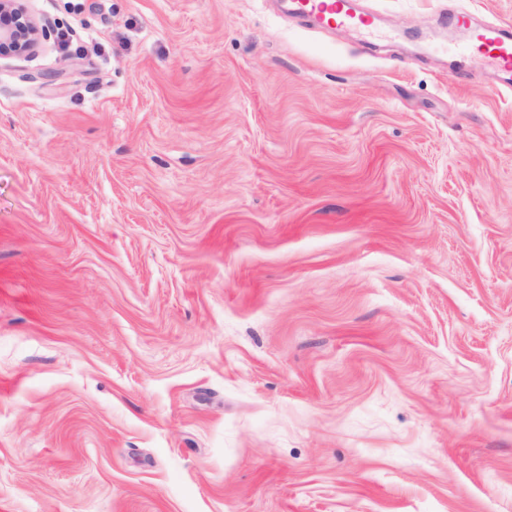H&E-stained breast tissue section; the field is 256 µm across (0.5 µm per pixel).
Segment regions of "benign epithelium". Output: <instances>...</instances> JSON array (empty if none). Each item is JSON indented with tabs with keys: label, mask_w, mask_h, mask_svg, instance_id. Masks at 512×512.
<instances>
[{
	"label": "benign epithelium",
	"mask_w": 512,
	"mask_h": 512,
	"mask_svg": "<svg viewBox=\"0 0 512 512\" xmlns=\"http://www.w3.org/2000/svg\"><path fill=\"white\" fill-rule=\"evenodd\" d=\"M45 35L25 0H0V58L34 53Z\"/></svg>",
	"instance_id": "1"
}]
</instances>
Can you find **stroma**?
<instances>
[{
    "label": "stroma",
    "mask_w": 512,
    "mask_h": 512,
    "mask_svg": "<svg viewBox=\"0 0 512 512\" xmlns=\"http://www.w3.org/2000/svg\"><path fill=\"white\" fill-rule=\"evenodd\" d=\"M357 3L27 0L0 512H512V0ZM290 4L294 12L313 18L321 27H351L361 36L373 32L371 19L357 14L350 0H291ZM455 54L461 60L477 57L492 69L512 73V27L489 26L476 30L471 42Z\"/></svg>",
    "instance_id": "35a3bbf8"
}]
</instances>
